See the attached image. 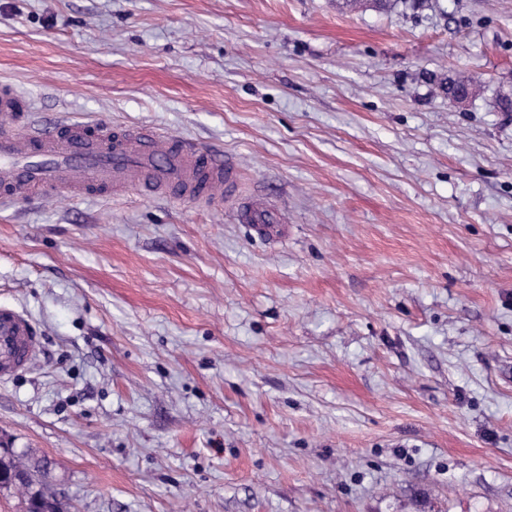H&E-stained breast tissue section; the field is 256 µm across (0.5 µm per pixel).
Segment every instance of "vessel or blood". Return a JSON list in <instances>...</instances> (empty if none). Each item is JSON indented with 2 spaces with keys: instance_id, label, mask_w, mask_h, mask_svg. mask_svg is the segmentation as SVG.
Listing matches in <instances>:
<instances>
[{
  "instance_id": "vessel-or-blood-1",
  "label": "vessel or blood",
  "mask_w": 512,
  "mask_h": 512,
  "mask_svg": "<svg viewBox=\"0 0 512 512\" xmlns=\"http://www.w3.org/2000/svg\"><path fill=\"white\" fill-rule=\"evenodd\" d=\"M233 161L191 141L151 128L113 129L94 122L44 124L30 102L0 86V201L117 195L131 189L179 195L211 205L216 193H237ZM239 222L272 232L274 206L239 203ZM40 346L37 326L24 314L0 307V379L24 368Z\"/></svg>"
}]
</instances>
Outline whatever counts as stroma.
<instances>
[{"label":"stroma","mask_w":512,"mask_h":512,"mask_svg":"<svg viewBox=\"0 0 512 512\" xmlns=\"http://www.w3.org/2000/svg\"><path fill=\"white\" fill-rule=\"evenodd\" d=\"M0 0L47 121L230 158V200L0 204L39 327L0 442L66 512H512V0ZM466 71V106L437 81ZM236 214L239 222L253 225L258 233H271L277 224L278 214L272 205H255L251 201L238 203Z\"/></svg>","instance_id":"obj_1"}]
</instances>
